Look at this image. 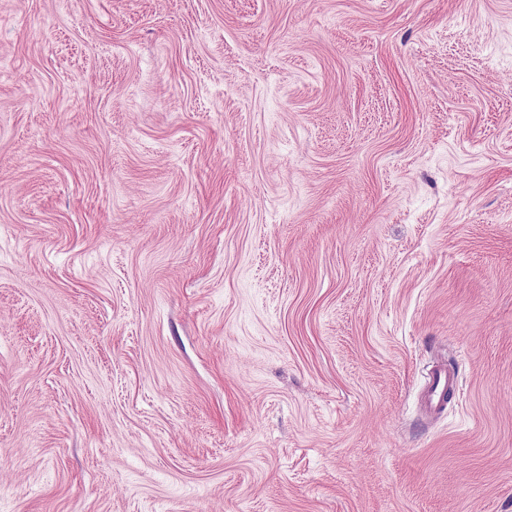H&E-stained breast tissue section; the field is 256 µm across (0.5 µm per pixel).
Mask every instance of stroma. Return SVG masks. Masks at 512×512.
<instances>
[{"instance_id":"1","label":"stroma","mask_w":512,"mask_h":512,"mask_svg":"<svg viewBox=\"0 0 512 512\" xmlns=\"http://www.w3.org/2000/svg\"><path fill=\"white\" fill-rule=\"evenodd\" d=\"M0 512H512V0H0ZM459 387L458 372L448 362L437 363L428 371L425 378L423 403L428 411H439L445 404L448 391Z\"/></svg>"}]
</instances>
